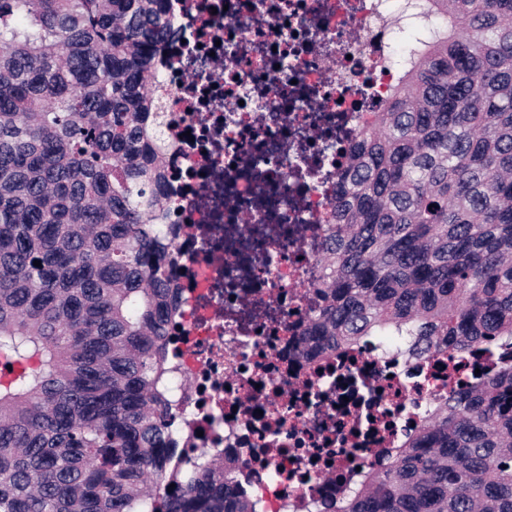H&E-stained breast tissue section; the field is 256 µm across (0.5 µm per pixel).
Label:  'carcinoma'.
<instances>
[{
  "label": "carcinoma",
  "instance_id": "obj_1",
  "mask_svg": "<svg viewBox=\"0 0 512 512\" xmlns=\"http://www.w3.org/2000/svg\"><path fill=\"white\" fill-rule=\"evenodd\" d=\"M173 0H0V512H257L175 462L179 225L151 88ZM344 149L306 357L512 345V0H413ZM40 265H34V261ZM336 512H512V361L434 397Z\"/></svg>",
  "mask_w": 512,
  "mask_h": 512
}]
</instances>
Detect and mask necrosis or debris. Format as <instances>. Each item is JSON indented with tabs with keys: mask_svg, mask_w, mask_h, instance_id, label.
I'll return each mask as SVG.
<instances>
[{
	"mask_svg": "<svg viewBox=\"0 0 512 512\" xmlns=\"http://www.w3.org/2000/svg\"><path fill=\"white\" fill-rule=\"evenodd\" d=\"M389 2L177 0L182 40L158 66L182 256L167 381L181 461L206 448L238 462L258 512H334L432 397L512 358L408 360L368 341L299 354L323 302L335 148L382 110L395 79Z\"/></svg>",
	"mask_w": 512,
	"mask_h": 512,
	"instance_id": "1",
	"label": "necrosis or debris"
}]
</instances>
